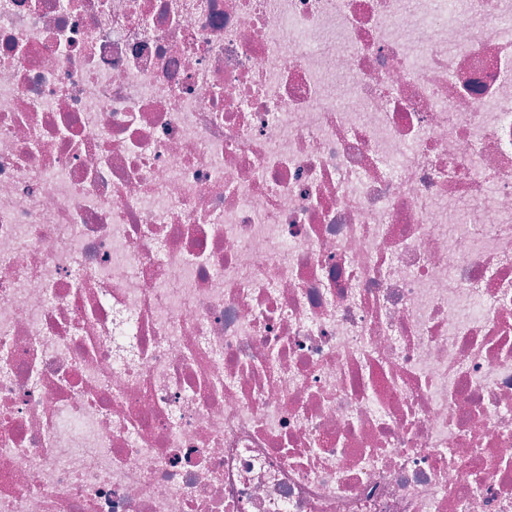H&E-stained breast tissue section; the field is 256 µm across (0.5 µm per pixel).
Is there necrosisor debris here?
Returning a JSON list of instances; mask_svg holds the SVG:
<instances>
[{
  "instance_id": "1",
  "label": "necrosis or debris",
  "mask_w": 512,
  "mask_h": 512,
  "mask_svg": "<svg viewBox=\"0 0 512 512\" xmlns=\"http://www.w3.org/2000/svg\"><path fill=\"white\" fill-rule=\"evenodd\" d=\"M0 512H512V0H0Z\"/></svg>"
}]
</instances>
